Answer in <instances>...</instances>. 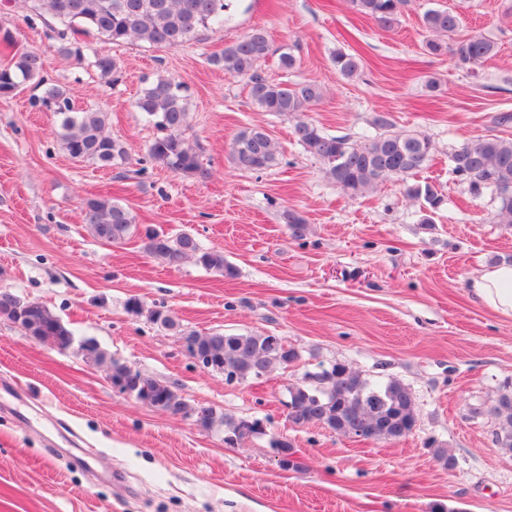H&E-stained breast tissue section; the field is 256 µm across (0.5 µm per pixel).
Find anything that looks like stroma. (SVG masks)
<instances>
[{"instance_id": "1", "label": "stroma", "mask_w": 512, "mask_h": 512, "mask_svg": "<svg viewBox=\"0 0 512 512\" xmlns=\"http://www.w3.org/2000/svg\"><path fill=\"white\" fill-rule=\"evenodd\" d=\"M446 8L456 38L480 32L497 43L477 73L450 54L432 55L422 17ZM24 6L0 9V24L43 58L46 85L74 107L102 106L125 164L103 170L62 148L59 119L34 106L41 88L0 97V289L45 304L76 337L94 338L114 359L170 385L188 404L173 415L114 388L108 363L57 350L0 318V512H512V453L493 442L496 424L473 411L512 382V321L469 294L471 278L512 258V224L495 195L457 181L450 154L477 137H512V0H410L399 23L382 28L350 0H233L224 27L176 49L90 37L111 55V80L61 55ZM297 62L261 64L272 81L315 82L322 99L301 116L253 104L246 80L210 65L251 28ZM359 52L358 75L341 77L336 52ZM187 88L188 135L208 178L151 163L158 131L135 101L157 75ZM395 132L422 133L432 160L416 178L443 205L425 215L389 180L360 197L345 193L293 136L296 120L324 133L375 135L378 115ZM264 126L279 163L238 169L230 144L243 127ZM118 200L135 228L122 244L93 238L84 203ZM308 232L290 237L285 212ZM187 232L223 250L224 277L193 259L150 258L142 234ZM138 298L144 312H128ZM160 309L179 325L150 321ZM274 335L300 358L288 368L232 384L198 367L183 332ZM341 363L366 377L411 388L416 426L396 441L357 440L317 423L296 425L283 406L304 372ZM260 420L261 434L229 446L224 428L201 427L194 408ZM288 440L296 470H281L270 438ZM457 463L446 469L427 440Z\"/></svg>"}]
</instances>
